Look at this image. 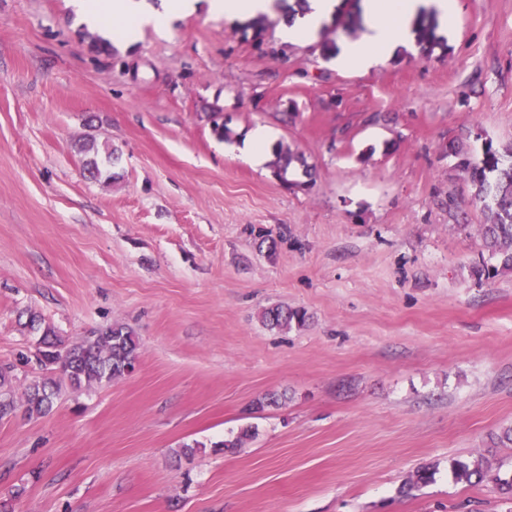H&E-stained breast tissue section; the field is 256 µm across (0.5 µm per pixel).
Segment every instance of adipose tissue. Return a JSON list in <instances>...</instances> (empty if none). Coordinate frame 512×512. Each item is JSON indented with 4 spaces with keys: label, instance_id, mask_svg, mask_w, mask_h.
Returning <instances> with one entry per match:
<instances>
[{
    "label": "adipose tissue",
    "instance_id": "obj_1",
    "mask_svg": "<svg viewBox=\"0 0 512 512\" xmlns=\"http://www.w3.org/2000/svg\"><path fill=\"white\" fill-rule=\"evenodd\" d=\"M437 11L444 27H453L457 0H365L366 24L359 37L345 40L338 49L335 64L346 71H367L382 64L397 48L409 45L411 19L423 2ZM85 26L107 27L113 40L136 43L143 28L165 31L171 15L189 17L199 6H206L216 17L254 19L276 13L274 0H163L161 7L147 0H72ZM339 0H308L303 15L293 23L281 24L277 34L282 42L308 44L318 40L336 13Z\"/></svg>",
    "mask_w": 512,
    "mask_h": 512
}]
</instances>
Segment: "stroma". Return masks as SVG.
Here are the masks:
<instances>
[{
  "mask_svg": "<svg viewBox=\"0 0 512 512\" xmlns=\"http://www.w3.org/2000/svg\"><path fill=\"white\" fill-rule=\"evenodd\" d=\"M440 44L370 72L264 48L198 10L96 54L69 0H0V420L12 512H512V275H471L485 215L448 154L512 146V0H458ZM271 131L254 169L221 148ZM112 147L91 180L79 145ZM303 154L287 182L275 152ZM264 229L274 251L253 232ZM302 308L271 330L266 308ZM39 312L65 342L122 324L133 374L28 416ZM278 404L256 408L265 394ZM251 435L229 447L242 429ZM486 457L479 483L453 461ZM432 480L410 492L416 470ZM14 370L13 365L0 368V420L12 415L16 409Z\"/></svg>",
  "mask_w": 512,
  "mask_h": 512,
  "instance_id": "1",
  "label": "stroma"
}]
</instances>
